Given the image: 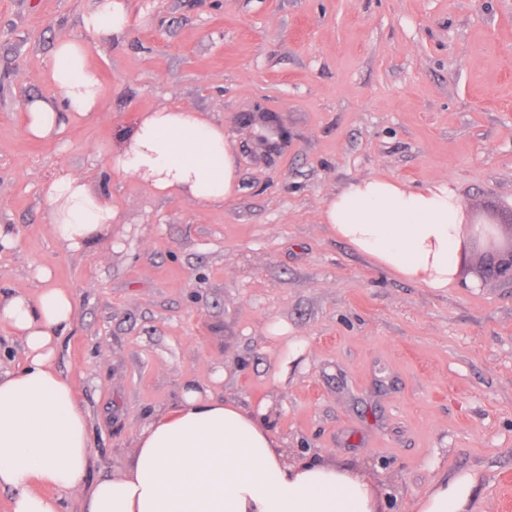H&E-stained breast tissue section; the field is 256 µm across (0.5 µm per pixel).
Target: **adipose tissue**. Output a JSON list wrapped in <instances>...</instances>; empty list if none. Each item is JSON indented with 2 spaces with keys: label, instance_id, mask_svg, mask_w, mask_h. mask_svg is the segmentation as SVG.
<instances>
[{
  "label": "adipose tissue",
  "instance_id": "obj_1",
  "mask_svg": "<svg viewBox=\"0 0 512 512\" xmlns=\"http://www.w3.org/2000/svg\"><path fill=\"white\" fill-rule=\"evenodd\" d=\"M131 21L129 0H94L81 24L108 40L126 35ZM44 79L60 100H26L29 137L58 136L61 112L82 119L102 111L104 94L84 43L58 40ZM110 167L150 182L160 195L204 208L240 192L237 152L223 124L180 106L140 114L113 147ZM43 197L53 235L67 249L111 237L112 206L83 177L59 174ZM323 216L338 239L391 275L424 288L457 287L467 228L451 182L413 187L362 178L327 199ZM37 278L35 294H0V323L26 348L23 366L0 374V489L12 493L11 512H62L64 498L75 493L84 512H379L376 492L359 468L290 456L269 427L268 407L247 409L193 385L142 426L118 474L87 484L88 415L54 365L76 305L48 272ZM478 487L471 471L435 481L415 512H471Z\"/></svg>",
  "mask_w": 512,
  "mask_h": 512
}]
</instances>
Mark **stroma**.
<instances>
[{
    "instance_id": "obj_1",
    "label": "stroma",
    "mask_w": 512,
    "mask_h": 512,
    "mask_svg": "<svg viewBox=\"0 0 512 512\" xmlns=\"http://www.w3.org/2000/svg\"><path fill=\"white\" fill-rule=\"evenodd\" d=\"M130 2L128 34L102 41L81 25L93 0H0V293L34 294L45 269L75 298L55 365L88 414L87 483L194 384L270 405L289 453L359 467L382 512H415L466 470L476 512H512V285L478 278L470 245L458 287H421L322 217L360 178L446 179L469 223L512 236V0ZM62 38L87 45L105 106L34 141L23 105L57 98L42 73ZM178 105L223 122L235 200L204 210L109 169L140 113ZM258 108L287 133L278 151L257 141ZM65 169L111 201V239L55 240L42 190ZM289 339L305 350L278 383Z\"/></svg>"
}]
</instances>
